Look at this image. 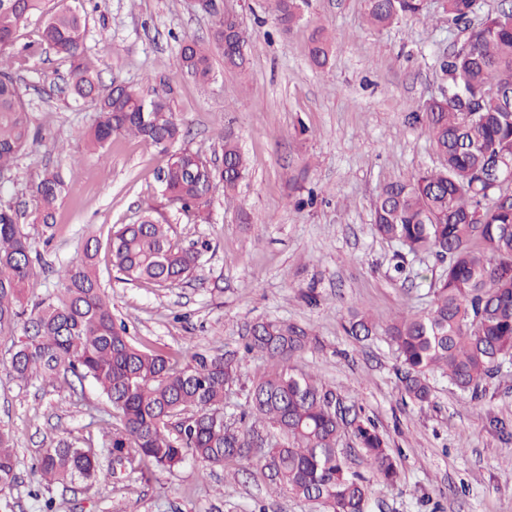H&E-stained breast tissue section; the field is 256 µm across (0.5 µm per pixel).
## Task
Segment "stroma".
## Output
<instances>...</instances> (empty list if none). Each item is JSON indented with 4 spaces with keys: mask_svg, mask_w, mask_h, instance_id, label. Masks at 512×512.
I'll use <instances>...</instances> for the list:
<instances>
[{
    "mask_svg": "<svg viewBox=\"0 0 512 512\" xmlns=\"http://www.w3.org/2000/svg\"><path fill=\"white\" fill-rule=\"evenodd\" d=\"M254 41L246 77L225 71L205 86L179 64L183 39H208L211 15L193 0H98L86 15V55L103 86L142 87L164 77L184 146L221 163L225 135L238 138L249 161L239 204L216 196L206 222L181 218L163 197L159 149L114 137L104 156L88 152L84 134L96 114L65 88L68 64L52 50L18 71L39 133L21 155L0 200L20 215L45 259L36 270L38 295L57 288L54 267L78 259L89 233L107 239L155 207L176 238L210 244L202 267L177 286L131 283L98 255L103 288L116 321L141 347L184 360L196 349L238 350L257 320L296 322L316 336L292 361L315 375L350 411L371 420L398 464L396 483L372 485L370 512H512V376L492 380L481 401L434 375L433 398H405L400 361L384 334L348 336L353 310L378 324L428 308L443 265L431 254L398 260L394 243L375 234L373 202L388 182L439 166L415 113L447 86L439 61L465 33L442 7L426 0L422 16L384 29L370 27L363 0H312L308 25L279 33L267 0H228ZM333 42L325 69L308 54L309 25ZM61 169L69 184L53 237L31 223L33 186L44 166ZM403 273H396V263ZM14 339L0 336V427L11 431L17 480L0 492V512H321L318 504L269 494L258 467L245 462L209 467L194 459L177 469H153L122 481L70 488L38 486L32 466L41 448L62 437L100 447L112 409L91 380L51 384L13 380L7 364ZM274 365L246 355L224 416L236 425L247 409L245 388Z\"/></svg>",
    "mask_w": 512,
    "mask_h": 512,
    "instance_id": "1",
    "label": "stroma"
}]
</instances>
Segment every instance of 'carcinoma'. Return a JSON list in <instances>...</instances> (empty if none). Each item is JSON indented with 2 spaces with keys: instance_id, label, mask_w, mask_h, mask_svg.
<instances>
[{
  "instance_id": "obj_1",
  "label": "carcinoma",
  "mask_w": 512,
  "mask_h": 512,
  "mask_svg": "<svg viewBox=\"0 0 512 512\" xmlns=\"http://www.w3.org/2000/svg\"><path fill=\"white\" fill-rule=\"evenodd\" d=\"M45 0H0V174L36 140L32 117L13 69L23 68L46 46L69 63V95L95 105L86 132L89 150L104 156L116 135L139 138L166 154L158 180L167 201L187 219L205 221L215 194L231 203L248 173L245 153L224 136V167L198 150L181 147L182 128L171 87L161 78L146 96L133 86L101 87L85 55V0H69L52 13ZM476 0H443L466 23ZM310 0H269L275 25L292 31ZM369 25L386 28L403 17L422 15L424 0H364ZM44 17L37 41L14 56L6 50L33 16ZM207 40L180 44L184 73L199 83L213 76L214 53L224 70L247 74L251 36L239 17L214 12ZM309 54L325 67L333 45L322 25L308 37ZM448 94L427 101L418 112L440 166L383 186L373 203L375 232L411 254H434L445 262L434 300L423 312L402 315L383 329L400 360L402 391L413 403H431L432 374L439 372L460 393L476 400L487 382L512 368V181L489 187L491 165L512 164V12L487 15L468 30L439 64ZM67 190L63 173L42 170L34 187V221L57 223V204ZM208 244L183 247L172 225L147 207L140 222L123 224L108 239L112 266L130 282L169 288L203 265ZM100 242L87 237L83 255L57 270L61 287L35 298L38 254L17 213L0 202V336L22 329L10 372L23 383L53 382L60 373L89 378L115 412L116 424L100 448L78 438L42 448L33 466L38 483L93 484L158 467L174 469L192 457L208 466L247 460L255 463L273 493L316 502L328 512H368L370 479L349 469L336 448L345 414L336 394L290 361L310 347L309 330L284 321H258L245 350L260 352L277 369L253 379L247 390L251 424L224 423L226 392L238 381L236 355L196 350L186 362L141 348L116 324L97 272ZM362 311L351 313L346 332L356 340L376 333ZM358 445L376 479L393 483L395 458L371 421L351 420ZM112 456V470L100 457ZM17 459L11 436L0 429V491L12 487Z\"/></svg>"
}]
</instances>
